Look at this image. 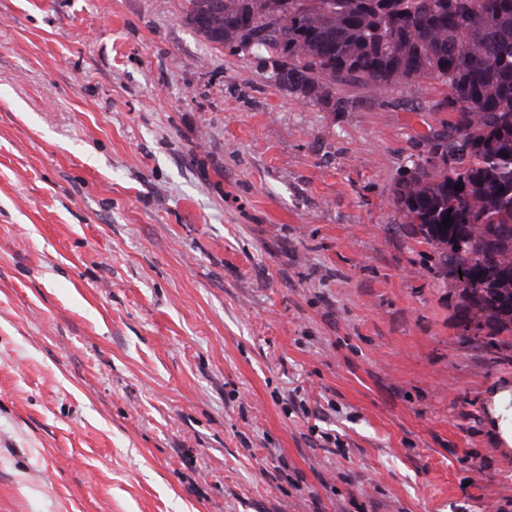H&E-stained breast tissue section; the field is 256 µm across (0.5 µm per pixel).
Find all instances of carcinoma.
Segmentation results:
<instances>
[{
  "label": "carcinoma",
  "instance_id": "1",
  "mask_svg": "<svg viewBox=\"0 0 512 512\" xmlns=\"http://www.w3.org/2000/svg\"><path fill=\"white\" fill-rule=\"evenodd\" d=\"M188 0L185 19L219 48L246 45L288 67L297 96L333 92V111L370 93L427 79L444 94L448 131L422 134L427 156L395 191L405 223L439 249L456 281L466 341L512 332V0ZM463 190H455V185ZM450 218V227L443 220Z\"/></svg>",
  "mask_w": 512,
  "mask_h": 512
}]
</instances>
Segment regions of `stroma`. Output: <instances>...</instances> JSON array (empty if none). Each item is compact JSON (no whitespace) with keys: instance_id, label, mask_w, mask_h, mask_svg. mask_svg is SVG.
Instances as JSON below:
<instances>
[{"instance_id":"1","label":"stroma","mask_w":512,"mask_h":512,"mask_svg":"<svg viewBox=\"0 0 512 512\" xmlns=\"http://www.w3.org/2000/svg\"><path fill=\"white\" fill-rule=\"evenodd\" d=\"M186 0H0V512H512V336L394 202L414 81L303 105Z\"/></svg>"}]
</instances>
